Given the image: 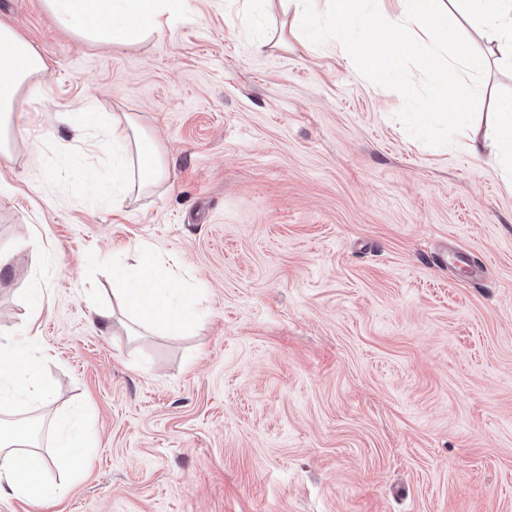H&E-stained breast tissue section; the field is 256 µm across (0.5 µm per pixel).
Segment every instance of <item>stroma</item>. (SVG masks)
Returning a JSON list of instances; mask_svg holds the SVG:
<instances>
[{
	"instance_id": "35a3bbf8",
	"label": "stroma",
	"mask_w": 512,
	"mask_h": 512,
	"mask_svg": "<svg viewBox=\"0 0 512 512\" xmlns=\"http://www.w3.org/2000/svg\"><path fill=\"white\" fill-rule=\"evenodd\" d=\"M286 20L279 0H192L95 46L42 0H0L49 63L0 154V341L42 288L38 445L77 404L98 437L75 481L48 474L67 489L41 512H512V170L410 136L400 94ZM453 21L485 60L483 129L512 70ZM85 95L153 137L163 187L120 208L84 190L112 170L57 120ZM138 244L198 289L189 333L92 314Z\"/></svg>"
}]
</instances>
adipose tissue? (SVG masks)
<instances>
[{
    "label": "adipose tissue",
    "instance_id": "1",
    "mask_svg": "<svg viewBox=\"0 0 512 512\" xmlns=\"http://www.w3.org/2000/svg\"><path fill=\"white\" fill-rule=\"evenodd\" d=\"M462 15L484 26L489 42L495 44L501 63L512 66V0H450ZM56 23L88 44L133 45L161 32L190 8V0H43ZM48 64L43 55L18 31L0 24V151L10 152L15 128L24 110L22 91L41 96L40 79ZM62 123L76 135L91 128L106 131L98 141L100 151L112 159V176L101 183L89 173L100 194L129 199L160 187L165 165L157 144L127 112H99L86 97L73 102L62 113ZM135 270L112 269L115 308L96 312L109 322L116 312L151 333L180 335L190 330L197 318L193 288L179 287L177 264L158 257L152 249H137ZM45 297L34 289L29 299L28 328L24 336L0 343V495L31 503L57 501L63 490L47 485L43 476L49 468L79 474L96 436L80 418L57 423L58 434L49 452L36 449L31 422L18 417L20 408L45 405L54 398L52 386L41 376L32 357L37 340L35 328L44 310Z\"/></svg>",
    "mask_w": 512,
    "mask_h": 512
}]
</instances>
